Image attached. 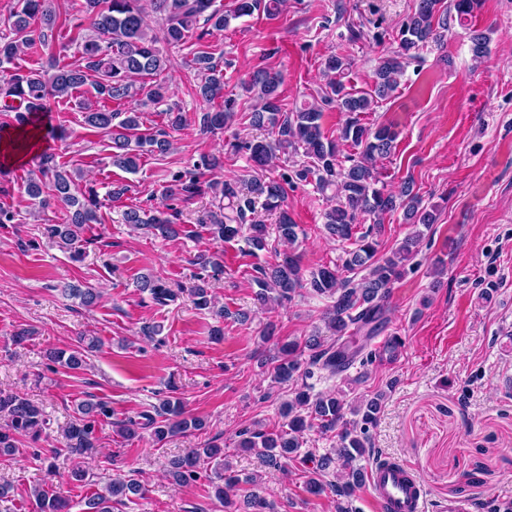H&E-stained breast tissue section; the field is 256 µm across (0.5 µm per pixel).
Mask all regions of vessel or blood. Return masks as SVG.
<instances>
[{
  "instance_id": "vessel-or-blood-1",
  "label": "vessel or blood",
  "mask_w": 512,
  "mask_h": 512,
  "mask_svg": "<svg viewBox=\"0 0 512 512\" xmlns=\"http://www.w3.org/2000/svg\"><path fill=\"white\" fill-rule=\"evenodd\" d=\"M369 486L381 512H427L424 486L409 465H375L369 472Z\"/></svg>"
}]
</instances>
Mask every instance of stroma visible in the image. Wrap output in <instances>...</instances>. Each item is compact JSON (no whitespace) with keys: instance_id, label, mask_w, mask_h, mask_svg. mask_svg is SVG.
Here are the masks:
<instances>
[{"instance_id":"35a3bbf8","label":"stroma","mask_w":512,"mask_h":512,"mask_svg":"<svg viewBox=\"0 0 512 512\" xmlns=\"http://www.w3.org/2000/svg\"><path fill=\"white\" fill-rule=\"evenodd\" d=\"M81 2L53 0L57 21L47 47L22 53L15 67L78 60L82 45L73 26L81 20ZM217 2L229 17L223 32L162 47L169 99L186 118L172 131L169 151L142 155L133 173L113 167L108 137L84 122L79 102L92 91L86 85L50 99L42 149L0 169V207L14 215L13 223L0 224V391L30 399L49 421L39 441L21 438L18 454L0 457V484L10 487L0 512H38L33 492L41 488L63 493L71 512H83L86 499L119 476L140 480L145 493L114 512H227L205 478L213 463L201 462L202 479L185 485L166 475L171 458L208 443L223 448L240 478L231 494L236 504L255 492L274 501L277 512H337L335 496L308 492L312 463L296 456L277 468L266 463L263 449L240 445L243 429L281 430L284 403L305 384L336 395L348 410L380 397L381 411L369 428L371 452L357 460L362 470L380 458L413 466L433 510L468 498L484 502V512H512V0H484L465 23L449 15L444 42L420 49L397 91L363 114L364 123L399 133L391 154L376 162L387 190L413 180L437 220L419 230L402 211L384 217L379 256L419 233L415 270L393 285L384 321L349 370L333 376L316 368L282 385L272 383L263 359L283 341L316 335L332 343L322 321L328 301L302 288L292 301L261 306L256 269L288 251L299 256L306 274L340 262L343 243L323 229L328 194L311 181L288 187L284 208L297 239L289 244L273 234L267 248L257 250L243 233L212 240L201 222L210 196L171 201L165 189L178 172H198L205 182L253 178L247 154L225 148L235 139L269 135L249 122L257 102L241 83L253 71L281 75L279 92L289 111L320 101L322 63L333 53L352 62L346 87L371 90L376 60L396 48L415 0H286L274 19L261 11L237 18L235 0ZM476 30L489 36L479 60L471 49ZM201 50L213 54L224 71V94L236 101L233 124L216 133L201 131L207 105L192 91V59ZM204 155L221 157L222 169L196 171ZM49 156L81 171L102 203L103 222L85 225L80 234L79 261L46 232L65 222L64 204L44 208L25 193L28 173ZM116 186L125 189L118 199L111 196ZM132 207L170 208L177 236L134 232L122 221ZM203 253L224 262L223 277L210 284L223 317L196 309L185 293L161 306L138 290L136 280L144 275L191 287L194 261ZM69 285L95 288L100 298L85 306L66 293ZM216 326L223 336H213ZM23 330L28 339L14 343ZM82 336L101 342L83 369L47 359V351L75 346ZM171 385L204 430L160 444L146 434L129 440L118 434L116 421L152 410ZM96 397L110 402L112 416L97 423L96 450L82 458L89 473L84 484L68 477L74 458L64 450L63 430L79 404Z\"/></svg>"}]
</instances>
